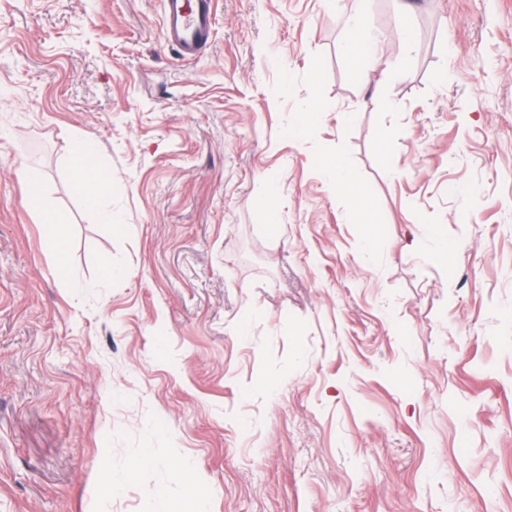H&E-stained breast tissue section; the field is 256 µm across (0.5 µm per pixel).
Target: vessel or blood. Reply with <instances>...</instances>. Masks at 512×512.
Here are the masks:
<instances>
[{
	"label": "vessel or blood",
	"mask_w": 512,
	"mask_h": 512,
	"mask_svg": "<svg viewBox=\"0 0 512 512\" xmlns=\"http://www.w3.org/2000/svg\"><path fill=\"white\" fill-rule=\"evenodd\" d=\"M163 35L184 58L197 56L210 34L213 0H162Z\"/></svg>",
	"instance_id": "1"
}]
</instances>
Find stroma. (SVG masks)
Here are the masks:
<instances>
[{"mask_svg":"<svg viewBox=\"0 0 512 512\" xmlns=\"http://www.w3.org/2000/svg\"><path fill=\"white\" fill-rule=\"evenodd\" d=\"M406 2L363 83L355 0H214L192 60L162 0H0V512H512V0ZM78 188L88 196L93 207L100 209L102 218L112 223V211L102 208L101 204L107 195L109 179H100L97 175L101 168L96 163L95 148L88 141L77 142L72 150ZM322 167L331 188L348 194L358 217L364 223H371L373 202L361 189L347 159L339 155H328L323 159Z\"/></svg>","mask_w":512,"mask_h":512,"instance_id":"35a3bbf8","label":"stroma"}]
</instances>
